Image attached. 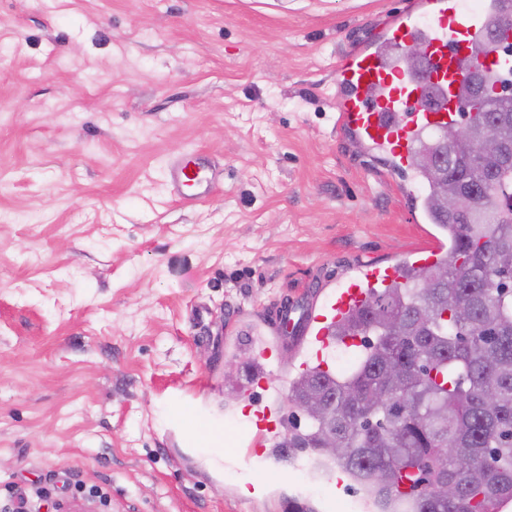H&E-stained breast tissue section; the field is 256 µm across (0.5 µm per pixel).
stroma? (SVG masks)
<instances>
[{"label": "stroma", "mask_w": 512, "mask_h": 512, "mask_svg": "<svg viewBox=\"0 0 512 512\" xmlns=\"http://www.w3.org/2000/svg\"><path fill=\"white\" fill-rule=\"evenodd\" d=\"M411 3L0 0V512H366L307 451L214 479L178 412L240 431L251 330L428 241L415 171L336 129L342 54ZM191 151L216 189L182 205Z\"/></svg>", "instance_id": "stroma-1"}]
</instances>
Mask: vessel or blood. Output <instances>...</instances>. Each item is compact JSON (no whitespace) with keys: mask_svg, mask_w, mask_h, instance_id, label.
I'll list each match as a JSON object with an SVG mask.
<instances>
[{"mask_svg":"<svg viewBox=\"0 0 512 512\" xmlns=\"http://www.w3.org/2000/svg\"><path fill=\"white\" fill-rule=\"evenodd\" d=\"M419 13L404 12L386 28L378 45L347 52L334 72L338 89L337 129L385 158L394 171L410 167L414 149L424 133L446 128L460 118L461 89L474 71H481L489 86L497 88L512 74V53L487 38L492 0L467 9L459 0H421ZM413 43L427 50L423 71H416L393 55V48ZM174 197L181 203L208 196L213 184L205 174L204 159L190 152L175 159L168 171ZM405 265L384 267L366 264L332 288L314 291L311 304L282 302L269 332L252 336L253 359L260 365L252 388L276 396L265 365L284 346H299L306 360L327 367L326 351L338 344L355 346L354 338L338 339L334 332L344 317L368 298L374 287L404 282ZM243 416L250 427L246 437L228 446L231 457H256L267 461L280 478H287L295 451L277 448L273 438L279 422L274 408L245 405Z\"/></svg>","mask_w":512,"mask_h":512,"instance_id":"obj_1","label":"vessel or blood"}]
</instances>
